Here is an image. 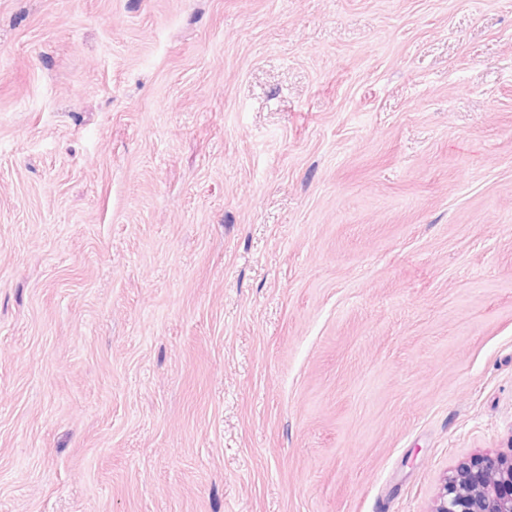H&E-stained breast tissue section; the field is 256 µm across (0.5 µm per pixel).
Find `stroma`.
<instances>
[{
  "label": "stroma",
  "mask_w": 512,
  "mask_h": 512,
  "mask_svg": "<svg viewBox=\"0 0 512 512\" xmlns=\"http://www.w3.org/2000/svg\"><path fill=\"white\" fill-rule=\"evenodd\" d=\"M512 445V0H0V512H431Z\"/></svg>",
  "instance_id": "35a3bbf8"
}]
</instances>
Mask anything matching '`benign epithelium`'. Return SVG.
<instances>
[{
    "mask_svg": "<svg viewBox=\"0 0 512 512\" xmlns=\"http://www.w3.org/2000/svg\"><path fill=\"white\" fill-rule=\"evenodd\" d=\"M432 512H512V445L462 462L445 478Z\"/></svg>",
    "mask_w": 512,
    "mask_h": 512,
    "instance_id": "obj_1",
    "label": "benign epithelium"
}]
</instances>
